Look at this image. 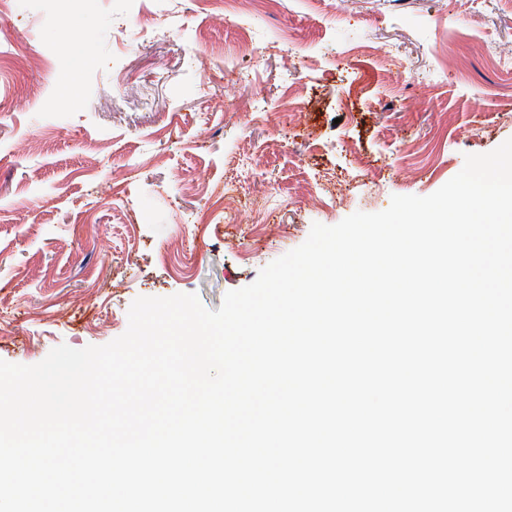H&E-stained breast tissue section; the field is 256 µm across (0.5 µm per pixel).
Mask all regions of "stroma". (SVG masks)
Returning <instances> with one entry per match:
<instances>
[{"label":"stroma","instance_id":"obj_1","mask_svg":"<svg viewBox=\"0 0 512 512\" xmlns=\"http://www.w3.org/2000/svg\"><path fill=\"white\" fill-rule=\"evenodd\" d=\"M500 58L512 0H0V360L218 310L313 223L434 193L512 138Z\"/></svg>","mask_w":512,"mask_h":512}]
</instances>
